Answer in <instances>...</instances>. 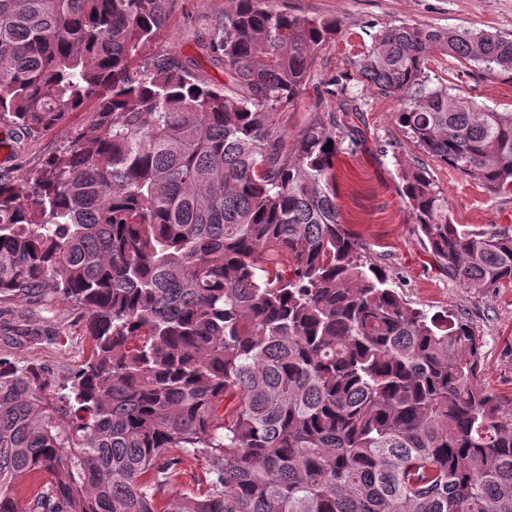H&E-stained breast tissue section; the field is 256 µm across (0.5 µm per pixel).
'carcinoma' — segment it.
Listing matches in <instances>:
<instances>
[{
  "label": "carcinoma",
  "mask_w": 512,
  "mask_h": 512,
  "mask_svg": "<svg viewBox=\"0 0 512 512\" xmlns=\"http://www.w3.org/2000/svg\"><path fill=\"white\" fill-rule=\"evenodd\" d=\"M173 2L0 0V120L37 136L93 103L68 147L0 177V298L50 288L91 339L64 382L0 357V512H158L198 455L207 490L173 512H512L482 339L412 308L339 220L336 154L360 130L319 112L282 130L336 21L226 0L203 45L221 86L147 52ZM438 52L512 76V37L400 23L359 83L425 154L512 191V112L429 86ZM325 93L358 111L347 83ZM401 180L449 276L512 282V226L452 223L420 165Z\"/></svg>",
  "instance_id": "carcinoma-1"
}]
</instances>
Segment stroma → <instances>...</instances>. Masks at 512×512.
I'll return each mask as SVG.
<instances>
[{"mask_svg":"<svg viewBox=\"0 0 512 512\" xmlns=\"http://www.w3.org/2000/svg\"><path fill=\"white\" fill-rule=\"evenodd\" d=\"M290 13L333 18L339 30L317 54L311 86L289 110L284 128L296 135L311 114H332L340 129L359 126L357 144L343 143L336 156L337 198L340 219L365 245L366 252L390 276L411 307L430 314L443 312L469 320L483 341L481 383L504 407H512V282L475 290L450 277L421 241L400 192L401 166L425 167L448 198L453 223L471 229L494 230L512 225V192L494 195L476 179L437 163L419 150L393 119L395 103L363 91L354 79L356 63L381 27L405 22L442 28L486 29L512 35V0H277ZM225 0H175L168 24L154 39L152 49L196 58L198 74L220 84L221 70L202 57L197 44L224 12ZM349 76L351 95L359 114L345 112L335 98L318 95L316 88L337 76ZM432 85H447L477 105L497 112H512V79L496 77L483 67L462 65L445 54L428 63ZM90 123L86 112L70 113L38 136L0 121V175L19 178L69 145ZM90 350L89 337L79 313L66 300H0V354L20 362L36 361L57 378H65ZM183 474L157 501L166 508L175 499L206 490L209 463L188 458Z\"/></svg>","mask_w":512,"mask_h":512,"instance_id":"35a3bbf8","label":"stroma"}]
</instances>
